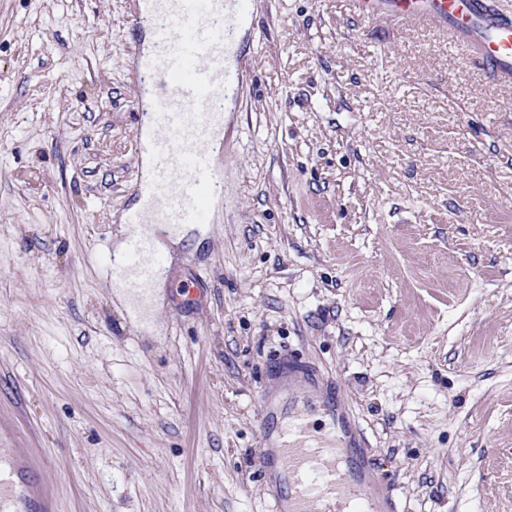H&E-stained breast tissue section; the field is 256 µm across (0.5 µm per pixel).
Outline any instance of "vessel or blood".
<instances>
[{
  "instance_id": "obj_1",
  "label": "vessel or blood",
  "mask_w": 512,
  "mask_h": 512,
  "mask_svg": "<svg viewBox=\"0 0 512 512\" xmlns=\"http://www.w3.org/2000/svg\"><path fill=\"white\" fill-rule=\"evenodd\" d=\"M361 20L435 24L482 61L495 84L512 83V13L495 0H351ZM251 0H147L142 21L154 50L137 82L153 103L142 152L155 160L142 208L124 221L132 228L119 274L134 292L158 278L163 253L140 230L144 224L204 225L222 179L206 143L223 122L224 100L238 85L225 67L236 24ZM282 393L288 422L271 429L261 419L257 466L269 487L270 512H395L385 480L371 466L360 434L336 397L332 379L289 367ZM39 464L21 449L0 448V512H55Z\"/></svg>"
}]
</instances>
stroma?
<instances>
[{
  "label": "stroma",
  "mask_w": 512,
  "mask_h": 512,
  "mask_svg": "<svg viewBox=\"0 0 512 512\" xmlns=\"http://www.w3.org/2000/svg\"><path fill=\"white\" fill-rule=\"evenodd\" d=\"M138 0H0V446L57 512H268L274 364L333 377L398 512H512V84L432 25L254 0L213 222L137 208Z\"/></svg>",
  "instance_id": "35a3bbf8"
}]
</instances>
